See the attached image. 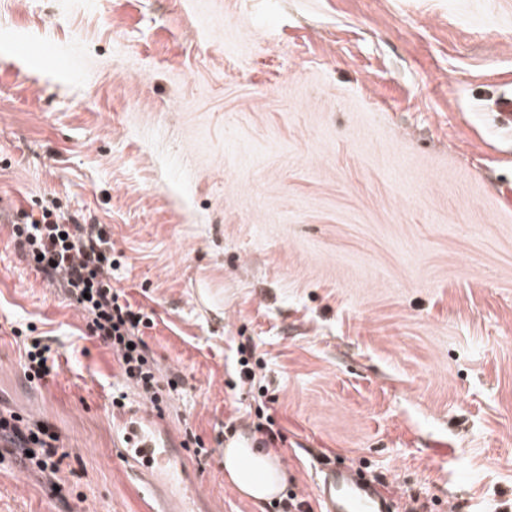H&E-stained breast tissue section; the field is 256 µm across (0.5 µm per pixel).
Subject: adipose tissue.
Segmentation results:
<instances>
[{"mask_svg":"<svg viewBox=\"0 0 512 512\" xmlns=\"http://www.w3.org/2000/svg\"><path fill=\"white\" fill-rule=\"evenodd\" d=\"M224 473L242 494L257 502L277 495L284 478L274 452H264L242 444L225 448Z\"/></svg>","mask_w":512,"mask_h":512,"instance_id":"ef3b65f1","label":"adipose tissue"}]
</instances>
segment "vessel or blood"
I'll use <instances>...</instances> for the list:
<instances>
[{"label": "vessel or blood", "mask_w": 512, "mask_h": 512, "mask_svg": "<svg viewBox=\"0 0 512 512\" xmlns=\"http://www.w3.org/2000/svg\"><path fill=\"white\" fill-rule=\"evenodd\" d=\"M121 454L142 478L149 475L153 465H165L169 459L168 454L156 452L150 444L122 449ZM318 494L325 512H392L394 508L373 484L346 465L322 467Z\"/></svg>", "instance_id": "obj_1"}]
</instances>
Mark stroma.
<instances>
[{"label":"stroma","instance_id":"1","mask_svg":"<svg viewBox=\"0 0 512 512\" xmlns=\"http://www.w3.org/2000/svg\"><path fill=\"white\" fill-rule=\"evenodd\" d=\"M504 94L512 0H0V402L71 451L53 486L1 461L0 512H144L119 449L156 418L189 512H278L224 475L266 395L313 512L325 464L395 512H512ZM50 200L108 225L113 284L184 379L163 414L113 410L115 357L16 251L11 221ZM29 325L60 351L36 384Z\"/></svg>","mask_w":512,"mask_h":512}]
</instances>
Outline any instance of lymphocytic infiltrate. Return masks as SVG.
<instances>
[{"instance_id": "f902f5d3", "label": "lymphocytic infiltrate", "mask_w": 512, "mask_h": 512, "mask_svg": "<svg viewBox=\"0 0 512 512\" xmlns=\"http://www.w3.org/2000/svg\"><path fill=\"white\" fill-rule=\"evenodd\" d=\"M12 239L35 270L85 312L90 335L111 350L127 387H133L153 409H160L177 391L180 377L159 376L143 339L145 329L154 324L152 316L112 284V273L120 262L106 225L81 224L59 207L45 205L40 215L22 213L12 227ZM21 342L25 378L45 379L57 363L53 338L25 336ZM8 455L22 468L52 479L70 453L48 421L0 407V460Z\"/></svg>"}]
</instances>
